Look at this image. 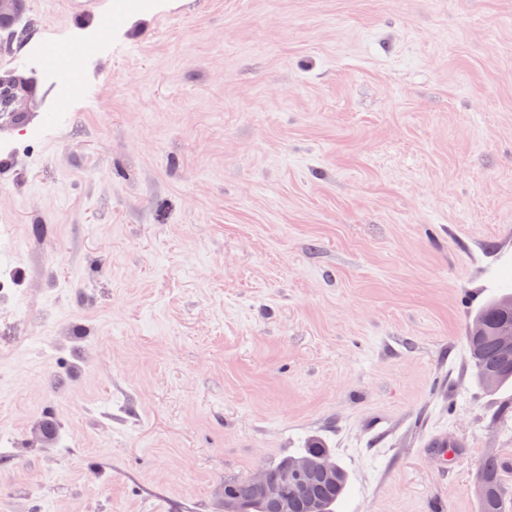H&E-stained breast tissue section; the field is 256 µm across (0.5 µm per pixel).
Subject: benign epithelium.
Here are the masks:
<instances>
[{"label":"benign epithelium","instance_id":"benign-epithelium-1","mask_svg":"<svg viewBox=\"0 0 512 512\" xmlns=\"http://www.w3.org/2000/svg\"><path fill=\"white\" fill-rule=\"evenodd\" d=\"M21 0H0V21L14 20L20 11ZM336 475V464L329 458L301 459L289 467L281 482H273L264 468L256 470L251 480L276 512H290L295 500L302 499L308 512H322L323 504L308 494V487L314 481L331 480Z\"/></svg>","mask_w":512,"mask_h":512}]
</instances>
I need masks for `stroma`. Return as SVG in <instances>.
<instances>
[{
	"instance_id": "stroma-1",
	"label": "stroma",
	"mask_w": 512,
	"mask_h": 512,
	"mask_svg": "<svg viewBox=\"0 0 512 512\" xmlns=\"http://www.w3.org/2000/svg\"><path fill=\"white\" fill-rule=\"evenodd\" d=\"M113 4L25 0L31 42L92 46L77 96L0 39L28 87L0 266L32 324L0 358V512H224L310 438L337 512H478L480 459L512 461V387L465 343L512 288V0H148L102 28ZM45 417L76 441L42 448Z\"/></svg>"
}]
</instances>
